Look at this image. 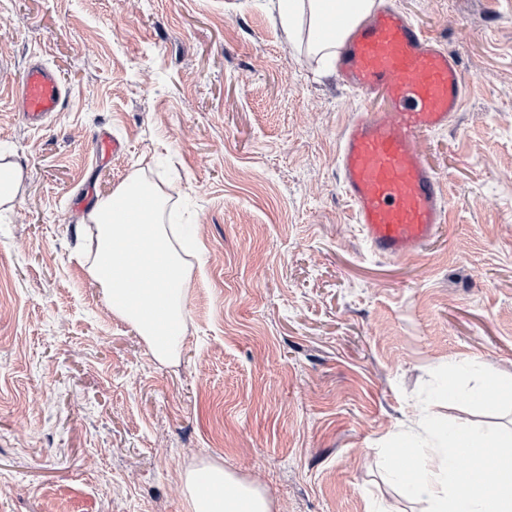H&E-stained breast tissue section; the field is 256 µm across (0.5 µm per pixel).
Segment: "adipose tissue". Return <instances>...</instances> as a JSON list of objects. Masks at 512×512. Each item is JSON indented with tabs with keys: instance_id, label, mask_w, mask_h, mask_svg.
<instances>
[{
	"instance_id": "adipose-tissue-1",
	"label": "adipose tissue",
	"mask_w": 512,
	"mask_h": 512,
	"mask_svg": "<svg viewBox=\"0 0 512 512\" xmlns=\"http://www.w3.org/2000/svg\"><path fill=\"white\" fill-rule=\"evenodd\" d=\"M277 17L288 34L304 33L309 52L330 64L346 35L319 32L330 17L343 15L356 25L375 0H276ZM169 198L156 185L132 176L99 199L89 214L96 247L88 272L114 316L142 337L154 359L166 364L182 349L185 303L190 286L187 258L196 254L193 233L172 239L165 224ZM185 512H273L268 494L215 461L188 469L183 477Z\"/></svg>"
}]
</instances>
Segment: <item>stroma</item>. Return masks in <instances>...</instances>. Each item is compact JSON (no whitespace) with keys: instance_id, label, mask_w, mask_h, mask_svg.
Masks as SVG:
<instances>
[{"instance_id":"35a3bbf8","label":"stroma","mask_w":512,"mask_h":512,"mask_svg":"<svg viewBox=\"0 0 512 512\" xmlns=\"http://www.w3.org/2000/svg\"><path fill=\"white\" fill-rule=\"evenodd\" d=\"M468 85L422 143L444 233L374 254L337 175L360 103L280 27L272 0H0V148L23 172L0 210V512H184L200 460L275 512H426L380 468L416 430L434 368L512 376V0H390ZM62 107L9 96L32 61ZM120 141L97 154L99 137ZM141 174L204 254L179 359L113 316L84 215Z\"/></svg>"}]
</instances>
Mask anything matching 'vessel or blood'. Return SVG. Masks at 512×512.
Returning a JSON list of instances; mask_svg holds the SVG:
<instances>
[{"label": "vessel or blood", "mask_w": 512, "mask_h": 512, "mask_svg": "<svg viewBox=\"0 0 512 512\" xmlns=\"http://www.w3.org/2000/svg\"><path fill=\"white\" fill-rule=\"evenodd\" d=\"M337 62L350 89L383 102L382 111L354 113L344 131L342 191L375 253L397 259L422 251L445 229L447 203L420 144L462 109L457 60L407 14L382 4L349 32ZM61 101L52 70L35 64L25 71L16 105L30 124L59 111Z\"/></svg>", "instance_id": "obj_1"}]
</instances>
